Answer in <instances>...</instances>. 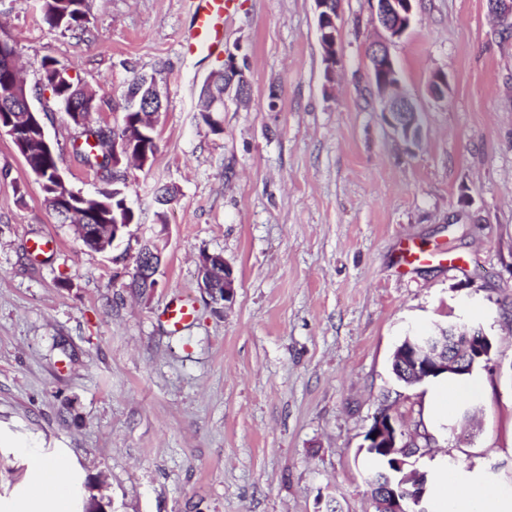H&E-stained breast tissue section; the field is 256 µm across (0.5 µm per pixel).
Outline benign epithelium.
<instances>
[{
    "instance_id": "benign-epithelium-1",
    "label": "benign epithelium",
    "mask_w": 512,
    "mask_h": 512,
    "mask_svg": "<svg viewBox=\"0 0 512 512\" xmlns=\"http://www.w3.org/2000/svg\"><path fill=\"white\" fill-rule=\"evenodd\" d=\"M320 43L323 51L327 75L336 68V46L338 40L340 16L330 10V0H314ZM376 20L380 37L369 46L368 57L370 71L380 111L390 127L405 141H410L414 130L422 129L419 110L402 93L401 80L394 66L390 48L409 29L413 14V0H375ZM19 108L26 112L27 127L38 132L46 150L52 147L45 125L40 121L38 112L30 101L27 87L15 89ZM7 135L21 156H26L23 146L24 128L15 125L14 120L4 119L0 114V136ZM145 133L138 127H124L118 123L112 126V168H120L122 156L133 151L143 154L145 162H150L144 153L141 138ZM126 224H91L87 227L89 235L95 240L98 252L106 253L117 246L126 233ZM139 262L135 266L134 276L148 282L156 281L161 265V251L148 241L137 254ZM199 288L214 300L229 301L235 295V279L230 265L220 254L202 256L199 263ZM490 340L481 330L457 322L437 324L429 333L418 337V344L411 348V363H405L406 349L395 355L394 364L398 365L401 375L413 384L421 383L435 373L460 372L465 365L475 366L491 360ZM369 448H379L393 457L391 489L386 501L382 503L383 512H409L406 498L409 495L405 466L409 459L418 456L411 448L410 439L390 414H377L366 432Z\"/></svg>"
}]
</instances>
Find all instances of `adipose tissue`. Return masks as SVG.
Returning a JSON list of instances; mask_svg holds the SVG:
<instances>
[{
  "label": "adipose tissue",
  "instance_id": "ef3b65f1",
  "mask_svg": "<svg viewBox=\"0 0 512 512\" xmlns=\"http://www.w3.org/2000/svg\"><path fill=\"white\" fill-rule=\"evenodd\" d=\"M481 389L479 380L442 374L431 380L425 398V417L437 424L448 418L455 402L474 397ZM70 468L66 461H46L30 456L26 493L15 512H70ZM436 494L442 512H512V494L484 492L464 482L452 472L441 474Z\"/></svg>",
  "mask_w": 512,
  "mask_h": 512
}]
</instances>
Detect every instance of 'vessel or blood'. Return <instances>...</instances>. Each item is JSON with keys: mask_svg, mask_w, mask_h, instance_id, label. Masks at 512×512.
<instances>
[{"mask_svg": "<svg viewBox=\"0 0 512 512\" xmlns=\"http://www.w3.org/2000/svg\"><path fill=\"white\" fill-rule=\"evenodd\" d=\"M193 11L182 47L190 55H210L224 41V20L235 11L236 0H192ZM193 317L192 305L184 299L171 301L161 315L165 330L175 333Z\"/></svg>", "mask_w": 512, "mask_h": 512, "instance_id": "b4317fda", "label": "vessel or blood"}]
</instances>
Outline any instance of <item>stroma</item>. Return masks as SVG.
I'll return each mask as SVG.
<instances>
[{"label": "stroma", "mask_w": 512, "mask_h": 512, "mask_svg": "<svg viewBox=\"0 0 512 512\" xmlns=\"http://www.w3.org/2000/svg\"><path fill=\"white\" fill-rule=\"evenodd\" d=\"M191 0H93L85 33L54 30L39 0H0L28 85L52 56L95 90L113 125L135 74L163 92L151 167L124 191L130 240L88 250L44 203L0 137V512L25 488L27 454L64 456L79 512H373L361 451L390 407L429 480L452 471L512 491V36L487 0H415L392 52L422 114L412 145L379 110L371 0H342L339 62L326 78L313 0H237L221 54L187 56ZM247 61L250 99L198 109L225 54ZM448 87L427 92L434 72ZM75 189L100 179L49 95L33 96ZM177 190L163 218L156 184ZM157 242V288L129 283L139 239ZM49 241L36 255L30 241ZM429 249L400 261L404 242ZM231 265L236 293L197 283L202 255ZM188 294L195 318L158 317ZM461 319L492 361L475 368L477 422L424 420L427 384L391 357L405 335Z\"/></svg>", "instance_id": "1"}]
</instances>
